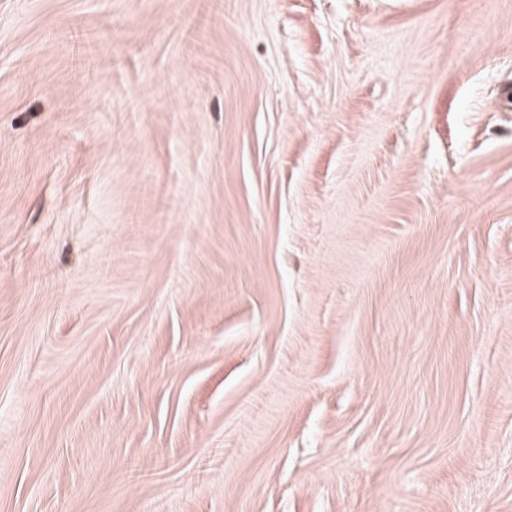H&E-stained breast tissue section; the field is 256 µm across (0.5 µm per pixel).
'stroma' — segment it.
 Wrapping results in <instances>:
<instances>
[{
    "label": "stroma",
    "instance_id": "1",
    "mask_svg": "<svg viewBox=\"0 0 512 512\" xmlns=\"http://www.w3.org/2000/svg\"><path fill=\"white\" fill-rule=\"evenodd\" d=\"M0 512H512V0H0Z\"/></svg>",
    "mask_w": 512,
    "mask_h": 512
}]
</instances>
